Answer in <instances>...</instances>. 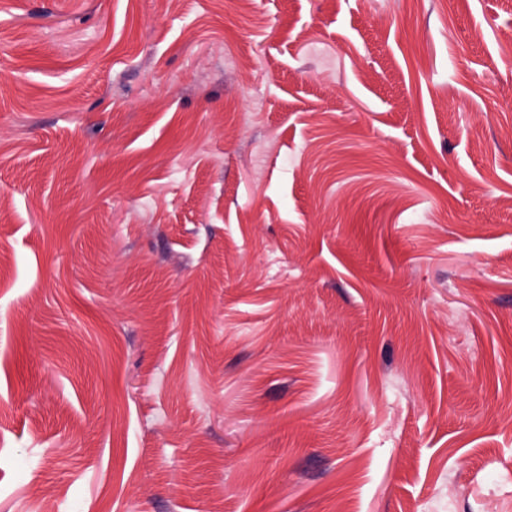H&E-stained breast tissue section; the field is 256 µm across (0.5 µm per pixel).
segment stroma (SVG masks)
<instances>
[{
    "label": "stroma",
    "instance_id": "obj_1",
    "mask_svg": "<svg viewBox=\"0 0 512 512\" xmlns=\"http://www.w3.org/2000/svg\"><path fill=\"white\" fill-rule=\"evenodd\" d=\"M0 512H512V0H0Z\"/></svg>",
    "mask_w": 512,
    "mask_h": 512
}]
</instances>
